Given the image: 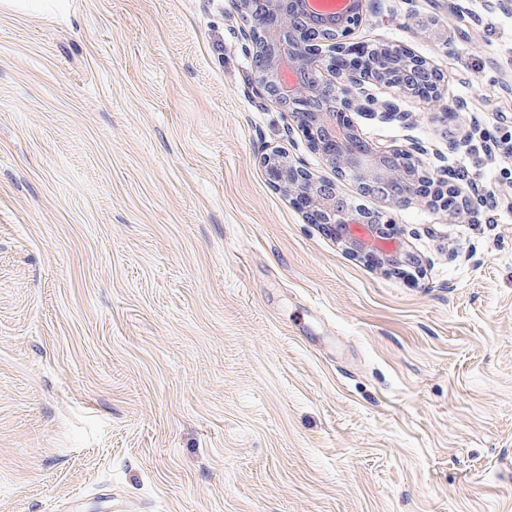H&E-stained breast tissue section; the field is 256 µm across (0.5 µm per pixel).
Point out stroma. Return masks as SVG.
I'll return each mask as SVG.
<instances>
[{"label":"stroma","mask_w":512,"mask_h":512,"mask_svg":"<svg viewBox=\"0 0 512 512\" xmlns=\"http://www.w3.org/2000/svg\"><path fill=\"white\" fill-rule=\"evenodd\" d=\"M229 0H0V512H512V0H370L441 102L374 94L475 219L388 273L269 181L322 157ZM485 137L452 144L472 125Z\"/></svg>","instance_id":"obj_1"}]
</instances>
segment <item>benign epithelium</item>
Returning <instances> with one entry per match:
<instances>
[{"label": "benign epithelium", "instance_id": "benign-epithelium-1", "mask_svg": "<svg viewBox=\"0 0 512 512\" xmlns=\"http://www.w3.org/2000/svg\"><path fill=\"white\" fill-rule=\"evenodd\" d=\"M231 5L249 24L245 37L259 89L305 132L310 148L336 178L350 175L361 195L395 206L417 199L457 216L487 206L483 194L445 186V169L434 176L423 170L417 158L425 152L422 145L380 149L348 119L349 112H365L383 123L408 121L407 112L365 87L369 80L431 99L445 81L442 72L405 47L350 41L366 0H352L344 13L328 18L297 8L295 0H231ZM262 164L272 185L291 197L307 223L324 226L348 252L390 272L416 263L384 212L354 204L335 181L316 177L279 153L265 155Z\"/></svg>", "mask_w": 512, "mask_h": 512}]
</instances>
